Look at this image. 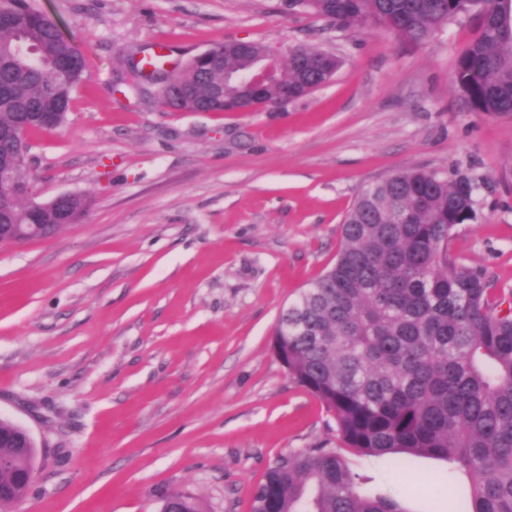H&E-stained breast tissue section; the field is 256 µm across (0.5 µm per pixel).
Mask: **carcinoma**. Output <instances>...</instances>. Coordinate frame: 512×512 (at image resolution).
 Wrapping results in <instances>:
<instances>
[{"instance_id":"cac0c4a2","label":"carcinoma","mask_w":512,"mask_h":512,"mask_svg":"<svg viewBox=\"0 0 512 512\" xmlns=\"http://www.w3.org/2000/svg\"><path fill=\"white\" fill-rule=\"evenodd\" d=\"M338 27H379L423 45L451 21L474 24L476 36L455 60L452 79L473 111L512 114V0H287ZM209 52L224 68L200 76V61L168 71L134 66L133 88L154 87L162 105L196 112L224 85L235 102L250 59L230 43ZM298 56L311 58L309 83L327 81L339 59L314 47L289 49L279 77L265 87L266 106L289 102L299 86ZM87 68L74 41L31 0H0V170L29 178L15 133L49 132L63 123ZM477 185L411 167L365 186L344 224L334 263L279 317L272 349L291 377L336 422L361 456L442 459L463 471L471 493L451 512H512V303L492 293L486 274L448 260L453 228L475 218ZM90 200L30 207L0 195L1 224H75ZM13 461L0 484L31 469L30 454L0 446ZM336 448H297L280 455L256 487L251 512H408L396 497L368 495ZM201 512L185 492L162 497L160 510Z\"/></svg>"}]
</instances>
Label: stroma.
<instances>
[{
    "label": "stroma",
    "instance_id": "1",
    "mask_svg": "<svg viewBox=\"0 0 512 512\" xmlns=\"http://www.w3.org/2000/svg\"><path fill=\"white\" fill-rule=\"evenodd\" d=\"M87 58L68 119L29 134L37 200L86 193L84 218L0 245V418L38 446L11 512H250L275 458L341 447L333 417L271 347L280 314L335 260L363 187L408 167L473 178L455 263L512 291V115L473 111L452 81L473 37L416 46L339 28L284 0H37ZM307 44L342 66L279 107L181 112L127 87L130 55ZM363 492L447 512L468 482L442 460L405 473L349 455ZM172 505H175L177 508L174 509L180 512H201L197 500L192 495L181 491L164 495L160 507L161 511H159L165 512V509H173Z\"/></svg>",
    "mask_w": 512,
    "mask_h": 512
}]
</instances>
